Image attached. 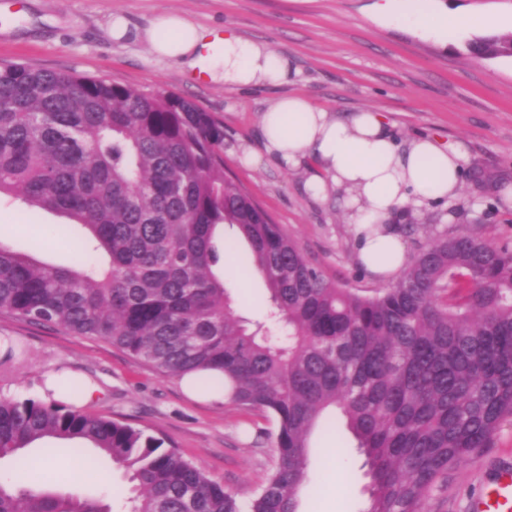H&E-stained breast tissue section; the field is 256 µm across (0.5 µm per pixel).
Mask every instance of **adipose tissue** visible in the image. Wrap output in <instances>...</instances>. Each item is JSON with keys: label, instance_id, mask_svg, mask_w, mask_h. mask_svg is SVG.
I'll return each instance as SVG.
<instances>
[{"label": "adipose tissue", "instance_id": "adipose-tissue-1", "mask_svg": "<svg viewBox=\"0 0 512 512\" xmlns=\"http://www.w3.org/2000/svg\"><path fill=\"white\" fill-rule=\"evenodd\" d=\"M429 0H375L373 14L420 36L444 37L466 24L493 27L496 16L432 10ZM153 53L195 68L207 63L213 81L233 87H279L294 83L290 59L264 43L228 32L207 39L205 30L178 14L157 17L143 33ZM247 159L289 169L308 168L303 190L335 198L356 231L360 266L371 278L390 281L406 256L404 226L411 215L448 208L459 197L467 162L455 142L435 137L400 139L396 126L373 109L336 113L307 98L279 97L259 124V146Z\"/></svg>", "mask_w": 512, "mask_h": 512}]
</instances>
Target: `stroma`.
Wrapping results in <instances>:
<instances>
[{
    "label": "stroma",
    "instance_id": "stroma-1",
    "mask_svg": "<svg viewBox=\"0 0 512 512\" xmlns=\"http://www.w3.org/2000/svg\"><path fill=\"white\" fill-rule=\"evenodd\" d=\"M372 0H20L0 22V62L118 82L147 94L168 91L186 97L224 126V171L242 184L288 237L330 280L370 295L382 284L355 259V231L335 199L305 194L304 171L277 164H249L241 154L258 141L260 118L281 95L278 87L230 88L212 84L156 57L139 34L160 15L178 12L204 29L232 31L268 43L299 71L293 93L336 112L371 108L386 113L404 139L436 136L462 144L468 164L460 198L448 211L420 214L406 235L408 255L430 241L476 235L491 246H512V206L501 189L512 186V57L480 59L469 42L476 28L447 39L424 38L398 25L369 19ZM124 15L126 41H113L109 23ZM63 216L0 198V244L57 265L71 262L65 239L50 238L48 226ZM243 268L224 271V286L237 314L268 324L269 294L260 276L242 280ZM0 336L22 343L23 365L0 366V393L42 399L44 374L71 372L72 382L92 383L93 398L78 397L84 412L103 415L162 437L211 478L249 503L272 464L279 423L260 410L230 401L193 399L180 381L102 339L60 327L39 326L0 313ZM353 436L344 424L319 425L312 435L307 480L299 512H363L368 477ZM503 466L512 467V422L494 447L484 448L449 471L444 490L430 492L426 512H468ZM77 485L112 492L121 512L128 490L107 458L96 470L65 458L50 490Z\"/></svg>",
    "mask_w": 512,
    "mask_h": 512
}]
</instances>
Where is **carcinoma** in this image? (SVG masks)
<instances>
[{"label":"carcinoma","mask_w":512,"mask_h":512,"mask_svg":"<svg viewBox=\"0 0 512 512\" xmlns=\"http://www.w3.org/2000/svg\"><path fill=\"white\" fill-rule=\"evenodd\" d=\"M469 52L512 57V33ZM224 127L177 94L0 64V195L68 216L83 238L70 267L0 247V312L108 341L177 380L216 371L229 400L279 421L274 465L243 506L165 440L64 401L0 396V460L55 438L122 469L128 512H298L311 436L329 412L364 456L363 512H424L448 471L492 448L512 421V250L470 235L436 240L397 282L364 296L328 280L224 174ZM237 227L264 280L270 320L250 329L215 272ZM107 267L83 260L86 246ZM16 468L0 512H113L83 488Z\"/></svg>","instance_id":"carcinoma-1"}]
</instances>
